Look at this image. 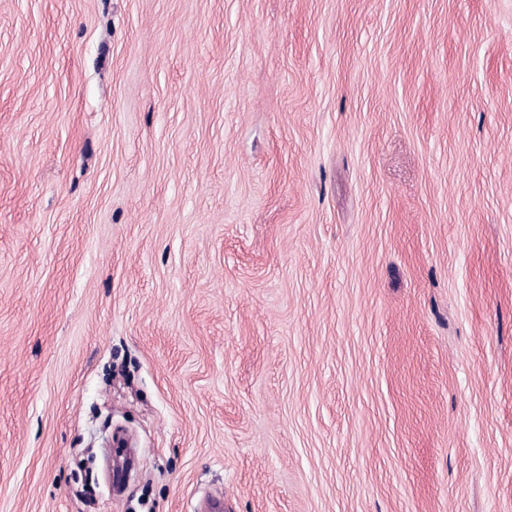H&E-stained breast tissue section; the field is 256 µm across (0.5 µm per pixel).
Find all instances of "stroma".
<instances>
[{
	"label": "stroma",
	"instance_id": "1",
	"mask_svg": "<svg viewBox=\"0 0 512 512\" xmlns=\"http://www.w3.org/2000/svg\"><path fill=\"white\" fill-rule=\"evenodd\" d=\"M211 494L512 512V0H0V512Z\"/></svg>",
	"mask_w": 512,
	"mask_h": 512
}]
</instances>
